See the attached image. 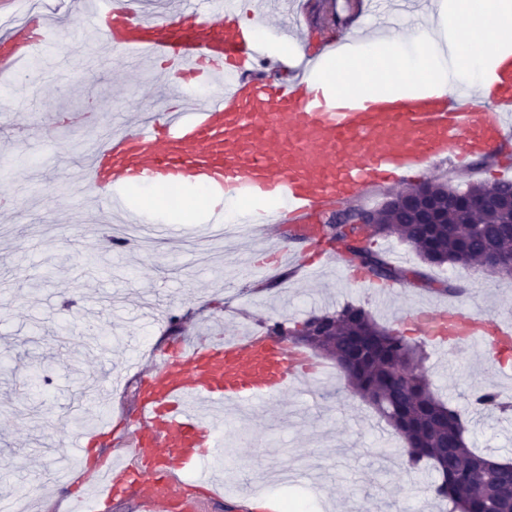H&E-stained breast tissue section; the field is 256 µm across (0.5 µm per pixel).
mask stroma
Here are the masks:
<instances>
[{"instance_id":"obj_1","label":"stroma","mask_w":512,"mask_h":512,"mask_svg":"<svg viewBox=\"0 0 512 512\" xmlns=\"http://www.w3.org/2000/svg\"><path fill=\"white\" fill-rule=\"evenodd\" d=\"M70 9L63 0L54 20L60 39L51 54L0 81V192L14 202L0 216V496L11 497L19 484L34 486L31 505L47 512H71L77 496L73 487H41L47 472L75 461L73 449L58 440L77 406L90 407L92 424L108 416L121 431L146 392L137 372L157 341L214 335L224 322L244 330L276 321L288 326L348 303L389 328L395 312L409 315L456 300L397 283L389 303H382L376 294L381 281H344L346 261L326 262L329 248L285 227L244 247L229 233L199 243L189 224L165 242L143 229L127 243H111L112 219L82 180L87 153L123 113L159 110L170 99L152 62L133 71L120 65L103 42L85 36L83 20ZM345 10L343 0H300L295 12L266 22L288 34L289 46L313 56L347 37ZM319 12L337 14L338 23L317 22ZM94 104L100 107L96 122L60 123V116ZM502 176L512 180V153L473 159L464 171L443 165L432 179L462 188ZM281 247L320 261V269L310 274L277 265L270 276L254 277L258 258ZM376 248L394 265L460 285L487 314L512 309V280L492 268L426 267L395 235L377 237ZM402 332L424 353L435 393L460 411L469 444L512 461V412L479 414L472 406L476 387L512 382V364L502 369L470 351L443 357L410 327ZM313 359L324 376L263 405L267 421L229 413L227 427L242 440L230 447L236 463L221 477L239 497L211 502L205 485L188 480L186 493L201 500V512H250L246 495L254 472L282 466L293 469V481L268 484L267 493L306 496L312 512H449L446 501L429 493L434 473L408 467L399 435L355 394L335 361L320 353ZM253 443L259 456L250 454Z\"/></svg>"}]
</instances>
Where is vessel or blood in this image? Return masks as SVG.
Wrapping results in <instances>:
<instances>
[{
  "label": "vessel or blood",
  "instance_id": "b4317fda",
  "mask_svg": "<svg viewBox=\"0 0 512 512\" xmlns=\"http://www.w3.org/2000/svg\"><path fill=\"white\" fill-rule=\"evenodd\" d=\"M180 0L147 18L131 0H99L92 27L111 53L129 64L149 59L176 76L214 84L203 102L138 113L133 127L113 130L89 156L86 178L118 224H140L125 183L175 181L224 199L242 198L248 227L291 225L302 230L321 214L375 186L399 185L439 164L512 149V56L496 68L497 92L479 101L467 85L453 93L358 96L332 100L315 72L272 76L252 29L239 25L242 0ZM55 25L27 13L0 32V75L53 49ZM223 206L211 207L201 237L221 231ZM419 330L445 355L467 347L497 361L512 357V317L486 318L477 305L416 313ZM316 371L302 350L268 328L186 340L156 350L144 377L153 387L128 422L124 449L107 467L81 465L84 494L75 512H99L130 486L138 512H197L182 491L185 473L213 484L224 467L228 404L281 400ZM110 422L66 434V447L111 439Z\"/></svg>",
  "mask_w": 512,
  "mask_h": 512
}]
</instances>
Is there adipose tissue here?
Listing matches in <instances>:
<instances>
[{"mask_svg":"<svg viewBox=\"0 0 512 512\" xmlns=\"http://www.w3.org/2000/svg\"><path fill=\"white\" fill-rule=\"evenodd\" d=\"M483 2L476 9L468 0H436L429 21L407 39L386 34L356 53L328 49L321 81L340 96L406 93L412 79L442 94L463 81L479 96H490L495 87L487 65L512 52V0ZM395 58L402 63L397 77L388 70Z\"/></svg>","mask_w":512,"mask_h":512,"instance_id":"1","label":"adipose tissue"}]
</instances>
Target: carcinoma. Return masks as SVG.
<instances>
[{"label": "carcinoma", "mask_w": 512, "mask_h": 512, "mask_svg": "<svg viewBox=\"0 0 512 512\" xmlns=\"http://www.w3.org/2000/svg\"><path fill=\"white\" fill-rule=\"evenodd\" d=\"M358 209L360 206L349 204L324 225V235L341 247L349 264L369 269L380 280L458 291L450 284L427 278L419 270L391 265L371 248L361 227L341 221L354 217ZM380 220L372 225L375 234L398 235L430 266H482L490 252L512 249V211L508 210L474 213L472 230L456 223L450 211L448 223L439 228L428 249L411 213L394 216L385 211ZM299 326L336 330V343L316 342L311 350L336 360L355 392L403 437L412 468L426 467L439 476L434 492L448 500L453 512H497L498 489L512 481V464L492 461L469 447L461 415L435 395L419 366L422 357L400 333L379 325L364 308L349 304L335 312L313 314ZM398 364L411 368V377L400 385L393 382V369ZM474 406L482 413L501 408L502 402L498 392L487 390L474 396ZM426 448H434L436 453L428 454ZM480 469L487 470L489 476L481 483L472 482Z\"/></svg>", "instance_id": "obj_1"}]
</instances>
